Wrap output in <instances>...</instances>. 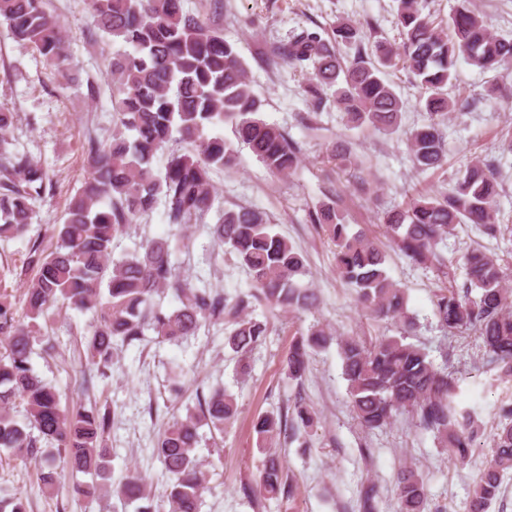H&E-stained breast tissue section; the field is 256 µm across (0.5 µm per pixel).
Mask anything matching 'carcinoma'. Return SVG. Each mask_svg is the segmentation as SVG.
Segmentation results:
<instances>
[{
	"mask_svg": "<svg viewBox=\"0 0 512 512\" xmlns=\"http://www.w3.org/2000/svg\"><path fill=\"white\" fill-rule=\"evenodd\" d=\"M96 28L115 46L109 61L112 80V141L89 144L90 176L73 197L64 223L53 228L51 251L33 242L20 274L25 279L19 301L0 295V449L32 462L42 489L56 490V459L64 452L72 470L100 478L76 492L109 493L136 512H156L146 480L129 470L111 480L112 410L95 404L64 409L55 387L33 369V341L38 320L61 303L93 311L85 334V359L106 378L114 350L144 340L152 332L161 342H179L201 327L227 326L224 344L239 356L241 374L248 373L246 354L269 330V321L249 313L250 300L271 311L309 309L314 296L303 287V256L288 239L271 230L267 214L240 206L227 208L212 227L213 236L250 277L248 298L227 303L224 294L196 288L171 261L169 240L152 239L142 249L116 259L113 253L129 225L161 202L168 224L184 230L187 221L203 218L212 208L210 173L231 170L237 149L214 129L229 122L237 141L250 149L274 175L292 174L300 149L280 127L264 121L262 102L253 92L233 44L202 19L186 13L182 0H90ZM400 43L377 41L364 48L360 28L351 21L336 24L333 37L304 32L272 51L300 69L312 68L321 84L336 85L334 104L349 127H371L385 134L399 127L404 104L384 74L405 67L427 97L422 109L428 122L408 138L412 163L420 170L445 162L442 126L451 113L469 107L448 96L457 66L465 61L499 77L512 68V38L494 34L474 5L456 0L448 19L436 22L422 14L418 0H399ZM0 21L18 46L32 49L49 64L65 62L60 21L43 0H0ZM356 49L343 59L339 47ZM164 170L156 169L158 153L170 144ZM47 174L27 156L0 151V240L23 232L33 207L46 191ZM499 175L491 159L469 162L442 195L417 192L404 206L386 212L385 236L416 263L437 258V246L457 224H474L495 238ZM336 249V271L356 291L358 302L374 317L399 325L397 336H382L366 345L355 338L340 341L317 324L299 332L283 360L288 380L301 382L311 355L338 341L349 401L360 425L373 430L391 423L404 410L435 433L442 447L463 460L482 430L474 415L460 410L455 398L459 377L437 370L425 349L407 342L415 323L407 309L406 291L388 275L386 255L378 243L350 232L337 209V196L318 202L309 214ZM465 284L435 295L434 315L448 334L473 331L486 353L512 376V289L498 259L480 250L465 257ZM170 293L179 302L162 309L159 298ZM24 406V418L14 413ZM291 417L265 414L254 429L259 447L271 448L282 429L292 424L309 431L316 414L299 398ZM237 413L234 396L217 388L198 398V408L169 423L154 446L169 475L164 495L171 512H199L207 489L208 470L198 458V430L206 423L220 431ZM55 443L56 449L42 443ZM512 470V406L501 408L489 457L473 482L467 512H486L500 493L503 474ZM244 496L264 500L289 496L280 463L268 458L255 485ZM375 486L363 487L362 512H377ZM397 512H428L427 485L413 467L403 470Z\"/></svg>",
	"mask_w": 512,
	"mask_h": 512,
	"instance_id": "1",
	"label": "carcinoma"
}]
</instances>
